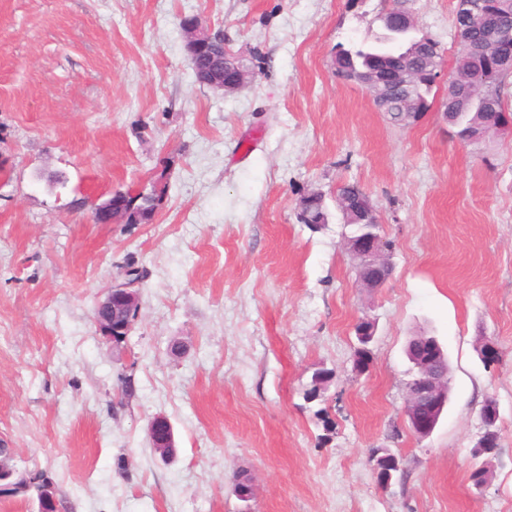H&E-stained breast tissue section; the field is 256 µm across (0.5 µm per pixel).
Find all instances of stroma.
<instances>
[{
    "label": "stroma",
    "instance_id": "1",
    "mask_svg": "<svg viewBox=\"0 0 512 512\" xmlns=\"http://www.w3.org/2000/svg\"><path fill=\"white\" fill-rule=\"evenodd\" d=\"M454 4L406 2L443 63L429 110L396 124L333 66L337 45L380 33L392 0H0V459L46 472L64 512H512V138L465 144L443 117ZM188 17L223 32L243 87L196 82ZM162 173L150 223L96 224L71 205L88 178L104 200ZM345 183L392 243L375 290L344 244ZM312 192L317 226L298 218ZM129 266L139 313L115 349L94 310ZM364 318L375 336L358 376ZM421 331L450 386L424 440L403 413L404 348ZM319 367L335 379L309 402ZM490 398L499 447L478 494ZM157 416L170 461L151 446ZM376 448L404 460L386 488ZM241 471L248 505L231 491ZM149 436L153 448L167 459L175 455V438L173 430L168 421L163 417H155L149 424Z\"/></svg>",
    "mask_w": 512,
    "mask_h": 512
}]
</instances>
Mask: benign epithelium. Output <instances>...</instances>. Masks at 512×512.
<instances>
[{"mask_svg":"<svg viewBox=\"0 0 512 512\" xmlns=\"http://www.w3.org/2000/svg\"><path fill=\"white\" fill-rule=\"evenodd\" d=\"M184 30L188 35L187 49L191 60H196L197 52L210 42H218L221 35L213 34L204 28L197 19L184 20ZM496 67L504 75L512 74V42L500 38L494 52ZM247 70L237 62L229 51H224V65L211 73L209 85L224 92H233L246 83ZM421 74L406 66L387 74L366 72L345 76V79L368 87L374 93L375 102H380L391 83L401 85L414 82ZM340 205L346 212H366L371 220L359 225L358 230L345 237L349 252L360 260L358 282L363 288H379L385 274L392 273L388 252L390 244L381 234V225L374 206H364L361 202L344 197ZM129 212L124 199L117 193L92 206V222L95 224H125ZM138 314V292L135 284L115 281L107 288L95 308L97 331L114 347L125 342ZM359 351L369 350L375 336L374 324L363 319L355 325ZM412 364L411 378L406 384V404L404 415L413 435L419 439L429 437L448 406V372L444 369L445 353L433 336L421 334L409 341ZM484 428L475 455L485 454V449L498 446V413H481ZM149 436L153 448L167 459L175 454V438L168 421L163 417L154 418L149 424ZM39 512H57V499L54 486L46 484L40 491Z\"/></svg>","mask_w":512,"mask_h":512,"instance_id":"benign-epithelium-1","label":"benign epithelium"}]
</instances>
